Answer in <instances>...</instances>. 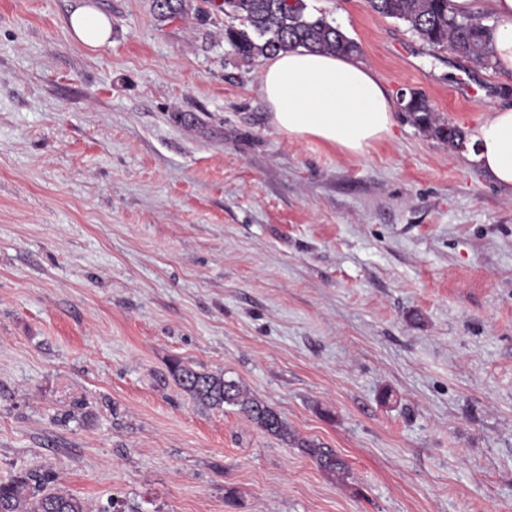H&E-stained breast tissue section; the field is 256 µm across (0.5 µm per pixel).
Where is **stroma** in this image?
Wrapping results in <instances>:
<instances>
[{
	"mask_svg": "<svg viewBox=\"0 0 512 512\" xmlns=\"http://www.w3.org/2000/svg\"><path fill=\"white\" fill-rule=\"evenodd\" d=\"M306 4L463 134L512 106V74L366 0ZM83 5L110 44L72 39ZM231 23L0 0V481L51 472L90 512H512V194L399 110L363 157L288 140ZM175 360L288 439L196 401ZM171 370L180 387L197 401L218 408L224 404L240 406L259 428L268 434L288 438V427L281 416L266 403L244 397L235 381L196 371L180 362L173 363ZM308 454L313 457L318 466L328 474L344 478L346 474V466L340 460L336 453L329 448H307Z\"/></svg>",
	"mask_w": 512,
	"mask_h": 512,
	"instance_id": "35a3bbf8",
	"label": "stroma"
}]
</instances>
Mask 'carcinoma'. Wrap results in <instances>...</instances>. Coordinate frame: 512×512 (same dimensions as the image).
<instances>
[{"label": "carcinoma", "instance_id": "obj_1", "mask_svg": "<svg viewBox=\"0 0 512 512\" xmlns=\"http://www.w3.org/2000/svg\"><path fill=\"white\" fill-rule=\"evenodd\" d=\"M376 14L405 23L429 47L448 49L463 65L484 69L494 67L490 34L494 25L483 13L461 15L452 0H367ZM159 15L174 19L182 15V0H155ZM218 8L240 21L226 29L225 35L234 54L243 60L270 55L279 50L305 47L319 52L357 57L359 44L324 16L307 12L305 0H221ZM415 125L427 130L452 147L460 145L461 130L440 119L429 100L410 93L404 102ZM172 374L180 387L197 401L211 407L236 405L265 432L288 438V427L281 416L266 403L243 396L238 384L222 376L199 372L179 362ZM308 454L331 475L345 477L346 466L330 448H309ZM0 512H88L80 498L54 486V478L40 472H28L0 482Z\"/></svg>", "mask_w": 512, "mask_h": 512}]
</instances>
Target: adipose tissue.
I'll return each instance as SVG.
<instances>
[{
  "instance_id": "adipose-tissue-1",
  "label": "adipose tissue",
  "mask_w": 512,
  "mask_h": 512,
  "mask_svg": "<svg viewBox=\"0 0 512 512\" xmlns=\"http://www.w3.org/2000/svg\"><path fill=\"white\" fill-rule=\"evenodd\" d=\"M497 21L496 67L512 72V0H485ZM68 28L75 41L98 47L112 24L88 6L75 9ZM261 91L274 128L288 139L314 140L360 156L385 140L395 124L393 101L372 68L362 62L302 48L272 56L261 74ZM471 154L502 190L512 192V108L498 106L471 136Z\"/></svg>"
}]
</instances>
